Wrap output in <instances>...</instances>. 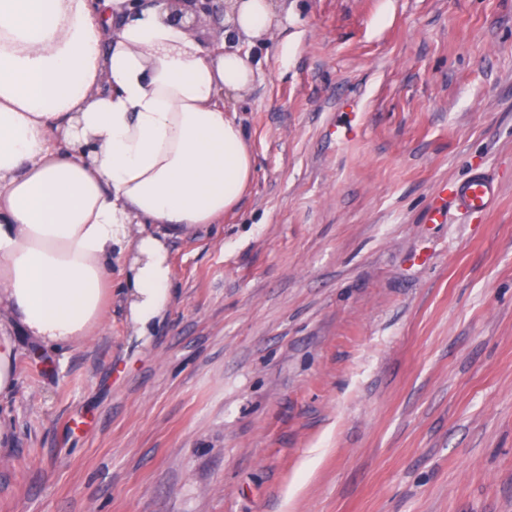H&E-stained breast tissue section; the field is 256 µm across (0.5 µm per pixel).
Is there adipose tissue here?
<instances>
[{
  "label": "adipose tissue",
  "mask_w": 512,
  "mask_h": 512,
  "mask_svg": "<svg viewBox=\"0 0 512 512\" xmlns=\"http://www.w3.org/2000/svg\"><path fill=\"white\" fill-rule=\"evenodd\" d=\"M229 8L255 38L283 23L272 0ZM255 73L223 39L206 47L171 22L165 0H0V303L39 346L90 336L129 249L134 323L147 330L167 309L154 228L209 224L238 204L253 157L224 97Z\"/></svg>",
  "instance_id": "obj_1"
}]
</instances>
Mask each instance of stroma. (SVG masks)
Wrapping results in <instances>:
<instances>
[{"label":"stroma","mask_w":512,"mask_h":512,"mask_svg":"<svg viewBox=\"0 0 512 512\" xmlns=\"http://www.w3.org/2000/svg\"><path fill=\"white\" fill-rule=\"evenodd\" d=\"M224 105L237 207L169 231L171 301L13 336L0 512H512V0H274ZM485 172L483 218L443 186Z\"/></svg>","instance_id":"1"}]
</instances>
